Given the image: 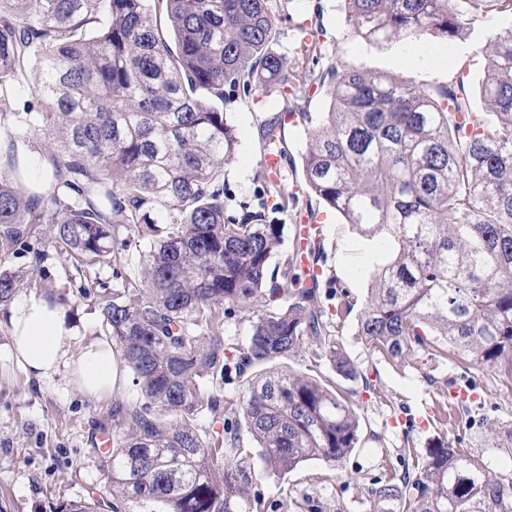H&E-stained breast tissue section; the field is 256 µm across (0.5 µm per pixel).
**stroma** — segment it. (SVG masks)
<instances>
[{
  "label": "stroma",
  "mask_w": 512,
  "mask_h": 512,
  "mask_svg": "<svg viewBox=\"0 0 512 512\" xmlns=\"http://www.w3.org/2000/svg\"><path fill=\"white\" fill-rule=\"evenodd\" d=\"M270 6L279 49L287 52L289 60L304 61L308 70L319 73L340 62L354 71L412 79L426 86L461 75L472 93L474 111L482 119H491V109L477 92L486 65L481 49L497 33L512 29L511 16L494 11L469 16L465 37L439 42L445 52L443 63L425 67L412 59V43L375 44L354 36L342 0H271ZM306 33L322 46L318 58L302 55L300 39ZM226 97L227 118L238 136L234 154L224 162V188L232 201L256 199L254 176L262 169L285 192L306 196L309 188L301 166L308 141L306 126L286 124L278 141L271 144L259 137V128L271 117L280 93L246 95L230 90ZM44 140V135H31L26 128L0 123V150L14 148L18 160L32 162L30 175L37 182L50 178L51 169L42 154ZM117 237L125 243L120 261L102 264L100 277L108 282L117 273L124 281H139L148 241L125 228ZM38 247L37 239H29L10 249L7 262L46 276L77 334L71 352L79 354L87 341L105 337L98 299L79 294L56 254L35 259ZM321 247L324 274L318 288L325 320L335 321L344 293H351L355 301L335 338L356 365L358 376H338L315 344L289 355L282 365L316 375L348 394L358 407L360 442L340 466L314 460L281 475L266 469L251 434L240 429L239 446L249 454L260 477L265 512H371L365 493L371 479L383 474L402 477L414 456L426 455L441 441L482 457L493 471L511 474L512 381H501L494 371L454 356L430 359L420 350L400 368L370 349L358 335L357 324L360 305L384 255L374 241L335 214L323 223ZM454 384L469 385L473 396L463 400L458 424L449 427L438 422L434 408ZM138 396L126 369L120 370L112 395L102 398L83 395L60 375L50 381L37 379L13 360L9 330L1 324L0 512H60L62 504L103 488L108 469L99 438L112 421L115 401L130 402Z\"/></svg>",
  "instance_id": "1"
}]
</instances>
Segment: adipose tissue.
Masks as SVG:
<instances>
[{
    "mask_svg": "<svg viewBox=\"0 0 512 512\" xmlns=\"http://www.w3.org/2000/svg\"><path fill=\"white\" fill-rule=\"evenodd\" d=\"M6 325L13 356L26 372L42 380L65 372L87 396L111 393L116 382L111 343L92 341L82 347L79 356H72L70 345L75 331L59 303L43 296L19 298L11 304Z\"/></svg>",
    "mask_w": 512,
    "mask_h": 512,
    "instance_id": "obj_1",
    "label": "adipose tissue"
}]
</instances>
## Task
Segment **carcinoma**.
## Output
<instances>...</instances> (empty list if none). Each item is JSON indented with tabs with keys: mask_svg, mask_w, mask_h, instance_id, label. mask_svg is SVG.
Returning <instances> with one entry per match:
<instances>
[{
	"mask_svg": "<svg viewBox=\"0 0 512 512\" xmlns=\"http://www.w3.org/2000/svg\"><path fill=\"white\" fill-rule=\"evenodd\" d=\"M108 3L101 17L102 2ZM164 5L174 44L153 20ZM347 22L370 43L430 35L452 40L465 22L454 0H343ZM480 15L512 14V0H468ZM0 119L40 131L52 173L33 190L13 157L0 166V242L36 234L66 257L81 295L103 288L97 266L117 262V229L149 239L143 280L112 286L101 307L112 351L131 371L136 402L112 406L105 492L62 512H254L247 457L219 465L194 421L214 414L223 384L243 382L239 414L266 469L310 460L337 467L359 441V414L343 395L277 361L311 342L344 378L356 375L282 242L273 214L331 209L391 250L363 302L358 335L391 361L439 337L459 354L512 378V29L484 49L479 94L495 116L472 112L463 78L423 86L337 63L314 82L330 99L302 157L311 195L299 199L257 174L259 202L227 214L224 159L236 148L225 88L290 87L288 55L273 48L269 0H0ZM37 111L7 112L24 84ZM288 107L260 127L273 140ZM272 206H267L268 201ZM166 210L159 222L151 218ZM32 273L0 264V306ZM283 301L277 310L262 301ZM249 314L247 345L225 347L219 309ZM377 512H512V477L441 442L412 482L377 478Z\"/></svg>",
	"mask_w": 512,
	"mask_h": 512,
	"instance_id": "cac0c4a2",
	"label": "carcinoma"
}]
</instances>
